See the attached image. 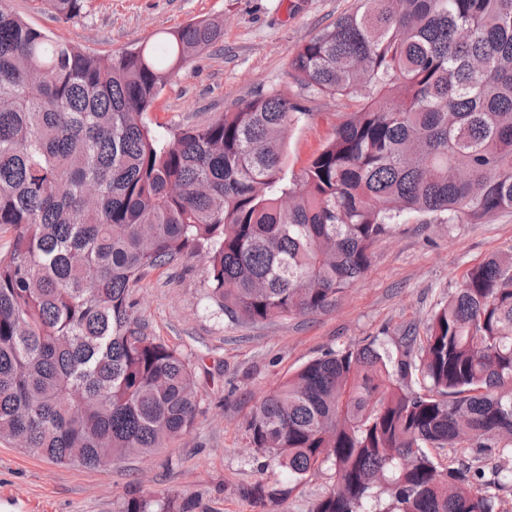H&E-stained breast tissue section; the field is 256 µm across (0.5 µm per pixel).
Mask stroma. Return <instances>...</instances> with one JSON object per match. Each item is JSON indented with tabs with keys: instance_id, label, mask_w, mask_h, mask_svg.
Returning a JSON list of instances; mask_svg holds the SVG:
<instances>
[{
	"instance_id": "obj_1",
	"label": "stroma",
	"mask_w": 512,
	"mask_h": 512,
	"mask_svg": "<svg viewBox=\"0 0 512 512\" xmlns=\"http://www.w3.org/2000/svg\"><path fill=\"white\" fill-rule=\"evenodd\" d=\"M357 0H87L64 23L42 0H11L34 27L98 54L157 44L188 22L216 18L224 35L183 68L146 122L160 138L214 118L256 95L289 92L295 49L355 8ZM293 124L286 168L300 174L332 136L354 98L312 99ZM512 248V212L482 224L438 223L406 214L374 247L372 264L328 310L262 323H233L209 297L204 261L192 258L149 272L134 290L136 314L151 335L194 364L201 390L194 428L149 457L99 469L58 465L0 440V512H122L144 490L195 497L202 512H259L241 487L289 489L269 512H311L336 483L330 466L293 486L286 469L248 449L244 422L255 402L331 349L377 341L400 355L408 333L429 318L464 272Z\"/></svg>"
}]
</instances>
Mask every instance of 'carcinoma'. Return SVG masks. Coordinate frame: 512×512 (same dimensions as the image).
<instances>
[{"instance_id":"carcinoma-1","label":"carcinoma","mask_w":512,"mask_h":512,"mask_svg":"<svg viewBox=\"0 0 512 512\" xmlns=\"http://www.w3.org/2000/svg\"><path fill=\"white\" fill-rule=\"evenodd\" d=\"M0 0V439L56 464L152 455L194 425L195 368L150 335L143 275L202 256L232 322L317 312L360 280L405 213L480 224L512 210V0H359L299 45L297 94L156 137L145 115L224 33L187 23L112 56ZM61 21L86 0H41ZM362 99L303 172L285 143L310 95ZM254 453L296 483L329 463L313 512H496L455 457L512 456V249L468 269L395 361L329 350L255 405ZM148 492L124 512H195Z\"/></svg>"}]
</instances>
